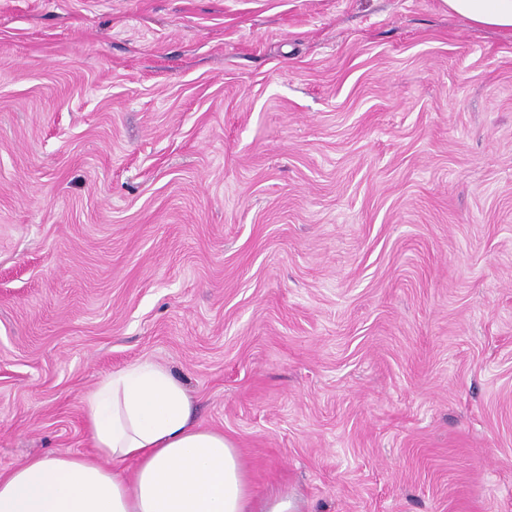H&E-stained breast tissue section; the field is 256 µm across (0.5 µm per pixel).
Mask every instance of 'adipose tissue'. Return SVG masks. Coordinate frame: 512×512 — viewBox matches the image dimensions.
Here are the masks:
<instances>
[{"mask_svg":"<svg viewBox=\"0 0 512 512\" xmlns=\"http://www.w3.org/2000/svg\"><path fill=\"white\" fill-rule=\"evenodd\" d=\"M449 13L512 34V0H442ZM93 454H43L0 472V512H296L287 493L256 501L244 461L202 426L182 383L132 363L84 396Z\"/></svg>","mask_w":512,"mask_h":512,"instance_id":"adipose-tissue-1","label":"adipose tissue"}]
</instances>
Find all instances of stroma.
I'll return each mask as SVG.
<instances>
[{
	"label": "stroma",
	"instance_id": "35a3bbf8",
	"mask_svg": "<svg viewBox=\"0 0 512 512\" xmlns=\"http://www.w3.org/2000/svg\"><path fill=\"white\" fill-rule=\"evenodd\" d=\"M149 360L300 512H512V35L442 0H0V471Z\"/></svg>",
	"mask_w": 512,
	"mask_h": 512
}]
</instances>
